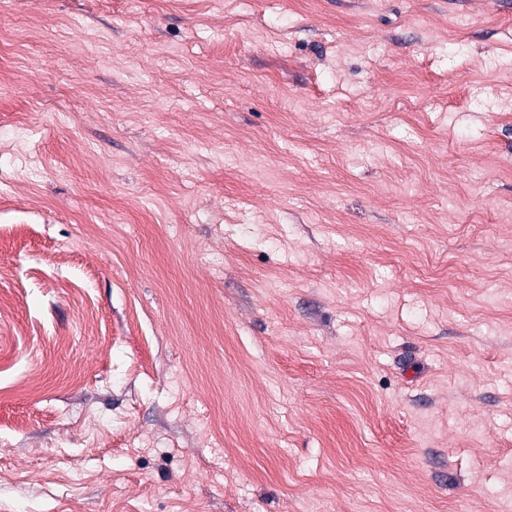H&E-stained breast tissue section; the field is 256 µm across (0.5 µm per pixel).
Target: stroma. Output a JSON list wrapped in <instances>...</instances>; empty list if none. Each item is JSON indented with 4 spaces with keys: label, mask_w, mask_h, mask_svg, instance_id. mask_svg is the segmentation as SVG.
<instances>
[{
    "label": "stroma",
    "mask_w": 512,
    "mask_h": 512,
    "mask_svg": "<svg viewBox=\"0 0 512 512\" xmlns=\"http://www.w3.org/2000/svg\"><path fill=\"white\" fill-rule=\"evenodd\" d=\"M0 512H512V0H0Z\"/></svg>",
    "instance_id": "1"
}]
</instances>
